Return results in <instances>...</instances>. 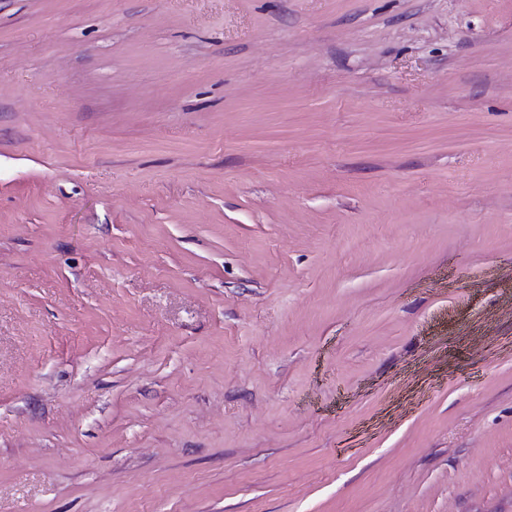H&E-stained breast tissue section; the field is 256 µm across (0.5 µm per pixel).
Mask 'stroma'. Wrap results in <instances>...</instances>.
I'll return each instance as SVG.
<instances>
[{
	"mask_svg": "<svg viewBox=\"0 0 512 512\" xmlns=\"http://www.w3.org/2000/svg\"><path fill=\"white\" fill-rule=\"evenodd\" d=\"M0 512H512V0H0Z\"/></svg>",
	"mask_w": 512,
	"mask_h": 512,
	"instance_id": "35a3bbf8",
	"label": "stroma"
}]
</instances>
